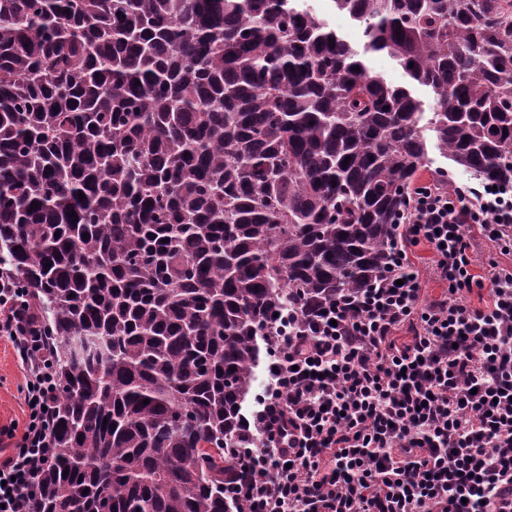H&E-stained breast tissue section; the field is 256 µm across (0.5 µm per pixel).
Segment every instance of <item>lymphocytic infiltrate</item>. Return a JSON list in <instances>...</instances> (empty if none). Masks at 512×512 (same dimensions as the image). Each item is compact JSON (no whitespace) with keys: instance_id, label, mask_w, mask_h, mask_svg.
Wrapping results in <instances>:
<instances>
[{"instance_id":"lymphocytic-infiltrate-1","label":"lymphocytic infiltrate","mask_w":512,"mask_h":512,"mask_svg":"<svg viewBox=\"0 0 512 512\" xmlns=\"http://www.w3.org/2000/svg\"><path fill=\"white\" fill-rule=\"evenodd\" d=\"M397 264L271 337L245 422L243 512H512V265L473 274L478 241L512 253V185L415 187ZM427 245L443 299L405 252ZM476 289L490 303H467ZM410 338H397L401 329ZM0 336L24 371L25 424L0 455V512H34L57 387L47 334L0 268Z\"/></svg>"}]
</instances>
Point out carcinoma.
<instances>
[{"label":"carcinoma","mask_w":512,"mask_h":512,"mask_svg":"<svg viewBox=\"0 0 512 512\" xmlns=\"http://www.w3.org/2000/svg\"><path fill=\"white\" fill-rule=\"evenodd\" d=\"M328 2L362 46L306 0H0V266L57 372L35 512H234L274 313L391 269L430 148L512 180V0ZM313 4L326 12L327 19L329 20L331 26L336 29V31L347 34L348 38L352 42H356L359 45L363 43L362 29L348 16L340 13L326 11L325 2H313ZM370 68L382 76L388 83L399 86H406L412 89L414 96L418 97L428 105L431 102L430 91L424 87L411 85L409 79L392 60L383 54H372L368 58Z\"/></svg>","instance_id":"carcinoma-1"}]
</instances>
